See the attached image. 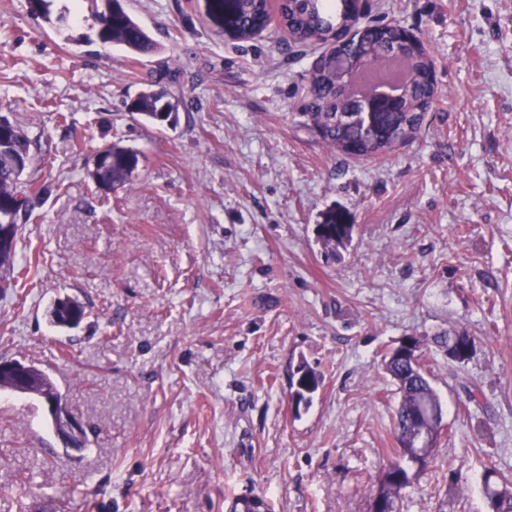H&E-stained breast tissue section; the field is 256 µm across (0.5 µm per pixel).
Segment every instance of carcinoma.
<instances>
[{
    "label": "carcinoma",
    "mask_w": 512,
    "mask_h": 512,
    "mask_svg": "<svg viewBox=\"0 0 512 512\" xmlns=\"http://www.w3.org/2000/svg\"><path fill=\"white\" fill-rule=\"evenodd\" d=\"M104 7L96 14L97 38L104 43L124 47L133 54H147L155 50L156 43L148 32L126 11L124 0H102ZM233 39L247 41L254 33L267 24V0H234ZM279 14L282 27L296 43H305L319 32L335 27L344 32L360 22L342 0L337 7L329 0H281ZM393 36L388 31L373 32V58L385 60L390 54ZM400 63V72L390 82L402 93L407 104V128L400 143L366 129V124L353 118L349 112L348 93L351 88L341 86L334 80L311 74L309 78L310 101L303 116L316 129L322 140L337 152L359 159H376L388 155L398 146L406 145L420 132L425 113L417 111V103L434 93V84L429 78V65L422 57L394 56ZM180 101L162 102V97L144 91L133 100L129 111L140 115L153 126L177 124ZM10 143L9 149L0 150V225L10 224L13 234L7 251L0 264L4 271L14 270V258L18 238L22 233L23 221L27 220L33 198L39 195L32 181L22 182L23 172L16 171L18 160L31 155L32 140L18 125L7 123L0 127V138ZM109 163L101 171L87 173V176L102 192L111 191L125 182L138 168L139 152L113 144L100 150ZM353 225L345 222L341 212L328 211L321 224L317 225L318 239L326 252L337 256L351 235ZM388 373L398 385L401 402L394 420L397 448L393 449V460L382 474L379 496L401 498L402 491L411 484V473L425 470L432 459L433 448L425 452V461L417 464L412 453L413 439L423 431L434 432L441 423L442 405L436 391L425 376L421 365V354L414 360L400 363L391 357L386 365ZM305 377L301 388L295 393L297 401H306L315 393L321 383L320 375L304 365ZM491 512H512V496L507 492H491L486 495Z\"/></svg>",
    "instance_id": "cac0c4a2"
}]
</instances>
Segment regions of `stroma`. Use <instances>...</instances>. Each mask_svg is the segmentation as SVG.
Listing matches in <instances>:
<instances>
[{"label": "stroma", "instance_id": "stroma-1", "mask_svg": "<svg viewBox=\"0 0 512 512\" xmlns=\"http://www.w3.org/2000/svg\"><path fill=\"white\" fill-rule=\"evenodd\" d=\"M156 41L95 40L92 0H0V118L33 142L40 193L16 280L0 288V358L43 370L84 424L64 447L39 398L0 391V512H372L400 394L385 362L420 337L443 408L432 464L400 512H489L512 477V0H369L429 52L437 100L419 135L374 160L330 148L301 115L332 41L276 29L225 38L205 0H125ZM178 123L128 109L144 89ZM111 144L139 152L102 192ZM353 224L341 260L316 226ZM86 309L50 324L58 297ZM456 327L459 363L439 347ZM308 364L322 383L291 402Z\"/></svg>", "mask_w": 512, "mask_h": 512}]
</instances>
